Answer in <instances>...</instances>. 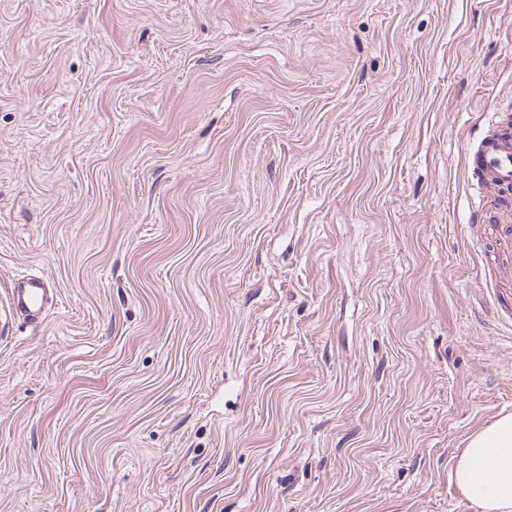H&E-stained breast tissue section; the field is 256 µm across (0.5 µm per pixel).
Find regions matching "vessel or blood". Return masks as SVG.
<instances>
[{
    "label": "vessel or blood",
    "instance_id": "b4317fda",
    "mask_svg": "<svg viewBox=\"0 0 512 512\" xmlns=\"http://www.w3.org/2000/svg\"><path fill=\"white\" fill-rule=\"evenodd\" d=\"M465 168L494 191L512 189V128L503 126L467 143ZM51 298L45 282L37 277L21 279L10 295V308L40 319Z\"/></svg>",
    "mask_w": 512,
    "mask_h": 512
}]
</instances>
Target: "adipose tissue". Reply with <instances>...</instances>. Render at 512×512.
<instances>
[{
    "label": "adipose tissue",
    "instance_id": "obj_1",
    "mask_svg": "<svg viewBox=\"0 0 512 512\" xmlns=\"http://www.w3.org/2000/svg\"><path fill=\"white\" fill-rule=\"evenodd\" d=\"M451 476L475 512H512V414L470 436Z\"/></svg>",
    "mask_w": 512,
    "mask_h": 512
}]
</instances>
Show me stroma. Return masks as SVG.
I'll use <instances>...</instances> for the list:
<instances>
[{"mask_svg":"<svg viewBox=\"0 0 512 512\" xmlns=\"http://www.w3.org/2000/svg\"><path fill=\"white\" fill-rule=\"evenodd\" d=\"M506 122L512 0H0V512H473ZM463 159L465 168L496 193L512 189V128L499 127L468 142ZM50 302L46 283L40 278L28 277L21 279L17 287L11 290L9 307L38 320Z\"/></svg>","mask_w":512,"mask_h":512,"instance_id":"obj_1","label":"stroma"}]
</instances>
